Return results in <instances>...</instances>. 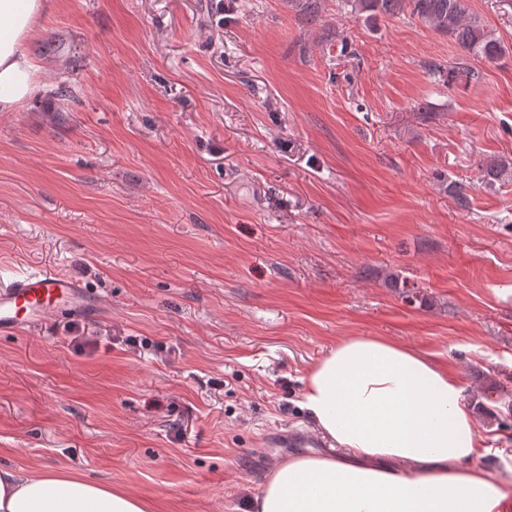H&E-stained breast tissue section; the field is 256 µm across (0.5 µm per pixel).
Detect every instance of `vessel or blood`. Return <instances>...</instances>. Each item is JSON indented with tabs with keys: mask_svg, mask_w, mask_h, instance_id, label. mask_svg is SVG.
<instances>
[{
	"mask_svg": "<svg viewBox=\"0 0 512 512\" xmlns=\"http://www.w3.org/2000/svg\"><path fill=\"white\" fill-rule=\"evenodd\" d=\"M91 303L83 284L72 276L40 270L20 273L0 282V334L42 322L51 307L61 304L77 315Z\"/></svg>",
	"mask_w": 512,
	"mask_h": 512,
	"instance_id": "obj_1",
	"label": "vessel or blood"
}]
</instances>
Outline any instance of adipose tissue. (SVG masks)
Listing matches in <instances>:
<instances>
[{
    "instance_id": "1",
    "label": "adipose tissue",
    "mask_w": 512,
    "mask_h": 512,
    "mask_svg": "<svg viewBox=\"0 0 512 512\" xmlns=\"http://www.w3.org/2000/svg\"><path fill=\"white\" fill-rule=\"evenodd\" d=\"M45 0H0V112L37 92L27 45ZM299 406L333 450L278 466L254 512H512V467L491 451L456 376L431 355L349 336L302 379ZM0 512H150L143 498L59 468L0 467Z\"/></svg>"
}]
</instances>
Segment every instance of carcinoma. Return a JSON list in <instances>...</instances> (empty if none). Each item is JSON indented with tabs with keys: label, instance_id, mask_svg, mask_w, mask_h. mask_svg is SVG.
Here are the masks:
<instances>
[{
	"label": "carcinoma",
	"instance_id": "carcinoma-1",
	"mask_svg": "<svg viewBox=\"0 0 512 512\" xmlns=\"http://www.w3.org/2000/svg\"><path fill=\"white\" fill-rule=\"evenodd\" d=\"M351 12L367 21L379 16L409 15L430 30L450 37L461 54L450 66L430 61L427 70L445 75L447 84L470 82L479 72L470 64L474 59L495 61L504 53L500 40L479 17L469 12L465 0H348ZM319 0H288V7L310 23L318 16Z\"/></svg>",
	"mask_w": 512,
	"mask_h": 512
}]
</instances>
